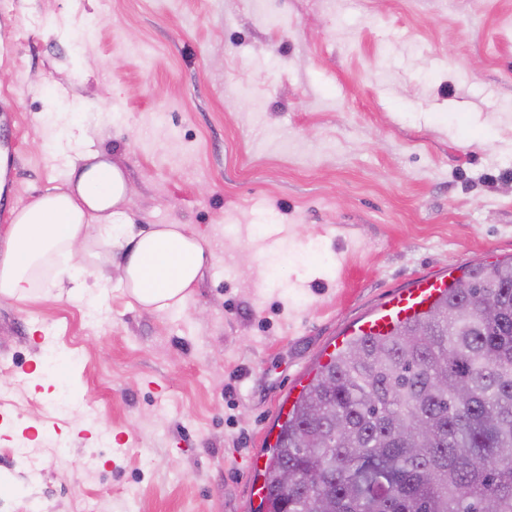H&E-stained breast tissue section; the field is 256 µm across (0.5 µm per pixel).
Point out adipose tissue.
Instances as JSON below:
<instances>
[{"instance_id":"adipose-tissue-1","label":"adipose tissue","mask_w":512,"mask_h":512,"mask_svg":"<svg viewBox=\"0 0 512 512\" xmlns=\"http://www.w3.org/2000/svg\"><path fill=\"white\" fill-rule=\"evenodd\" d=\"M124 172L96 152L73 147L63 185L19 208L0 235V297L23 302L33 277L50 265V281L81 284L95 276L101 254L123 253V282L142 307L183 308L214 254L180 224L134 232L125 210Z\"/></svg>"}]
</instances>
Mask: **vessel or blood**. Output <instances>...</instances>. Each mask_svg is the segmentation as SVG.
<instances>
[{
  "label": "vessel or blood",
  "instance_id": "obj_1",
  "mask_svg": "<svg viewBox=\"0 0 512 512\" xmlns=\"http://www.w3.org/2000/svg\"><path fill=\"white\" fill-rule=\"evenodd\" d=\"M447 286L448 280L444 277H418L411 287L394 294L375 316L365 321L361 326L362 331L373 334L390 332L406 319L429 309Z\"/></svg>",
  "mask_w": 512,
  "mask_h": 512
}]
</instances>
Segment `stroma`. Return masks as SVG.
Wrapping results in <instances>:
<instances>
[{
    "mask_svg": "<svg viewBox=\"0 0 512 512\" xmlns=\"http://www.w3.org/2000/svg\"><path fill=\"white\" fill-rule=\"evenodd\" d=\"M64 131L124 171L134 230L214 260L173 312L114 263L98 307L0 298V512H257L251 460L337 338L512 257V0H9L0 228L61 184Z\"/></svg>",
    "mask_w": 512,
    "mask_h": 512,
    "instance_id": "stroma-1",
    "label": "stroma"
}]
</instances>
